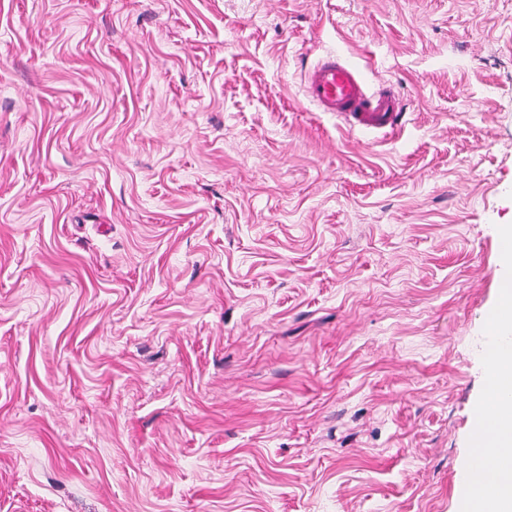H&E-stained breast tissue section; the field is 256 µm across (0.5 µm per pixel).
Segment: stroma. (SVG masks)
Instances as JSON below:
<instances>
[{
  "label": "stroma",
  "mask_w": 512,
  "mask_h": 512,
  "mask_svg": "<svg viewBox=\"0 0 512 512\" xmlns=\"http://www.w3.org/2000/svg\"><path fill=\"white\" fill-rule=\"evenodd\" d=\"M503 224L512 0H0V512H454ZM358 68L336 55L321 56L304 76L303 92L322 112H331L351 126L394 132L402 120V108L392 93L369 96Z\"/></svg>",
  "instance_id": "obj_1"
}]
</instances>
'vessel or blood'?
<instances>
[{
    "label": "vessel or blood",
    "instance_id": "b4317fda",
    "mask_svg": "<svg viewBox=\"0 0 512 512\" xmlns=\"http://www.w3.org/2000/svg\"><path fill=\"white\" fill-rule=\"evenodd\" d=\"M303 92L320 111L329 112L350 125L383 132L395 131L402 108L392 93L368 95L358 68L331 54L321 56L304 76ZM462 474L472 487L473 498H481L492 483V469L485 461L469 459Z\"/></svg>",
    "mask_w": 512,
    "mask_h": 512
}]
</instances>
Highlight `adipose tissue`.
Instances as JSON below:
<instances>
[{
  "instance_id": "1",
  "label": "adipose tissue",
  "mask_w": 512,
  "mask_h": 512,
  "mask_svg": "<svg viewBox=\"0 0 512 512\" xmlns=\"http://www.w3.org/2000/svg\"><path fill=\"white\" fill-rule=\"evenodd\" d=\"M499 302L496 307L501 318L488 326L493 348L503 349V357L488 364L490 385L478 406L476 419L493 413L503 421L485 440L472 442L469 455L480 458L493 455L501 464L494 470L493 488L480 499L475 512H512V272L503 274L498 283Z\"/></svg>"
}]
</instances>
